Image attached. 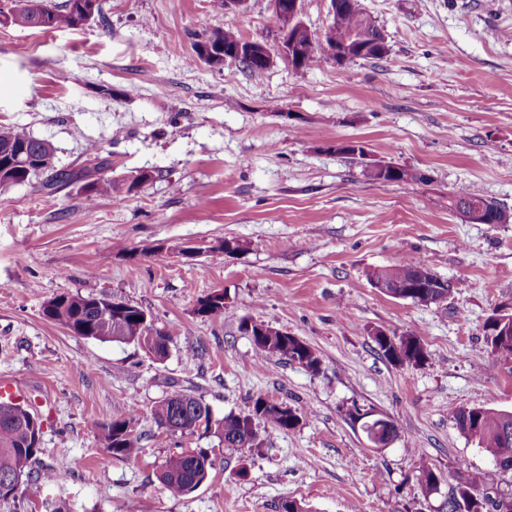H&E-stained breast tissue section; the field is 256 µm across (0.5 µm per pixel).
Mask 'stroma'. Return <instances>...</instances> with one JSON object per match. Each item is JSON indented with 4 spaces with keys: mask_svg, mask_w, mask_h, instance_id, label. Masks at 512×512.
<instances>
[{
    "mask_svg": "<svg viewBox=\"0 0 512 512\" xmlns=\"http://www.w3.org/2000/svg\"><path fill=\"white\" fill-rule=\"evenodd\" d=\"M383 31V60L329 59L297 70L278 52L271 0L241 13L216 0H104L78 30L0 24V125L54 147V168H93L154 181L117 202L87 203L82 182L39 192V178L0 189V378L29 390L42 423L33 481L0 512H446L459 464L505 483L456 427L465 407L512 411V366L490 355L488 316L512 310V222L470 224L448 209L464 186L512 215V0H361ZM233 28L264 44L259 74L196 60L198 36ZM356 142L371 158L420 173L376 183L339 154ZM240 242L225 254L215 244ZM201 247L186 259L172 242ZM422 259L459 289L423 306L374 288L366 273ZM224 295V317L196 315ZM61 294L114 296L153 314L171 337L158 361L144 350L75 335L46 319ZM310 344L312 373L255 360L242 319ZM420 337L428 356L404 369L375 349L373 330ZM208 403L215 418L252 398L287 402L293 431L259 428L258 446L226 458L211 432L157 427L150 408L170 387ZM136 458L113 457L98 423L126 416ZM388 415L398 436L368 448L352 404ZM204 449L209 477L175 497L159 481L166 457ZM440 476L424 496L420 467Z\"/></svg>",
    "mask_w": 512,
    "mask_h": 512,
    "instance_id": "35a3bbf8",
    "label": "stroma"
}]
</instances>
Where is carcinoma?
<instances>
[{
  "instance_id": "obj_1",
  "label": "carcinoma",
  "mask_w": 512,
  "mask_h": 512,
  "mask_svg": "<svg viewBox=\"0 0 512 512\" xmlns=\"http://www.w3.org/2000/svg\"><path fill=\"white\" fill-rule=\"evenodd\" d=\"M9 10V23L19 28H36L42 31L57 29L80 30L95 18L103 15L102 0H14ZM336 14L324 28L315 44L308 46L299 41V53L292 65L297 69H310L319 61L317 46L343 48L357 44V58L380 60L387 55V44L380 29L363 10L354 7L358 0H337ZM242 38L231 28L214 30L201 41L195 42L198 58L216 65H224V54L238 45ZM53 146L36 138L17 126H0V187L22 185L30 179L53 169ZM365 175L378 183L420 181L422 176L414 170L394 165L378 172L373 166L364 167ZM153 178L149 171L141 172L130 181H114L99 177L85 185L86 200L110 195L123 201ZM468 197L479 211V223L503 224L506 213L494 200L481 197L459 187L449 194L448 210H454L453 198ZM369 281L385 280L396 285L391 297L410 300L421 305L440 304L448 301L454 291L452 284L442 285L426 263L414 259L403 265L375 268L367 272ZM196 312L212 320L224 319V297L212 293L198 300ZM44 316L66 330L100 342L134 344L148 354L153 351L142 343L150 324L144 323V310L126 301L116 304L107 296L91 297L62 294L49 300L43 308ZM486 344L495 360L512 363V329L499 325L493 317L484 322ZM255 355L265 359L278 356L294 362L310 372L320 370V359L307 343L294 336L279 335L267 330L261 336L252 329ZM373 341L381 355L400 367H416L426 361L427 351L416 336H394L390 339L375 336ZM284 403L257 397L242 413H228L210 427V406L202 400L173 389L151 408V415L158 426L171 425L168 432H194L199 423L204 431L214 429L224 442L225 455L232 458L246 449L245 438L253 435L257 425L263 423L281 431L295 429L301 416L295 410L283 409ZM139 410L132 404L128 418L114 419L98 425L99 436L105 448L114 457L130 459L140 451V439L133 433L131 422ZM457 428L466 437L476 441L502 473L512 474V412L491 407L461 408L454 415ZM41 423L28 409L0 402V498H14L16 482L21 477L30 478L39 451ZM212 463L203 450L180 451L165 460L159 479L173 496H183L195 491L209 475ZM418 481L424 495L430 496L438 488L439 477L425 465L419 470ZM500 493L512 497V490L489 486L479 471L460 470L457 482L448 492V512H490L491 496Z\"/></svg>"
}]
</instances>
